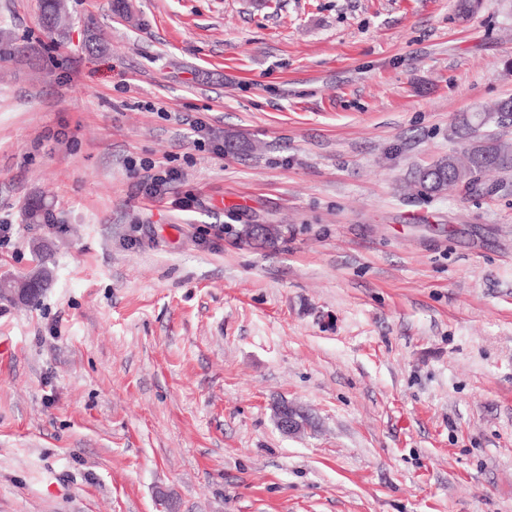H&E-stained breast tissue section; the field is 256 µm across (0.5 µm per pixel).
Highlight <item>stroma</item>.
I'll use <instances>...</instances> for the list:
<instances>
[{
  "label": "stroma",
  "mask_w": 512,
  "mask_h": 512,
  "mask_svg": "<svg viewBox=\"0 0 512 512\" xmlns=\"http://www.w3.org/2000/svg\"><path fill=\"white\" fill-rule=\"evenodd\" d=\"M454 2L0 0V275L54 270L0 301V512H512V172L410 186L512 98V0ZM40 12L44 23L56 30L66 13L65 0H40ZM155 168V164H142L141 169L146 173L140 178L141 190H145V193L151 197L160 195L164 190V187L172 179L171 170L156 171L155 173H149ZM24 218L28 224H55L58 220L44 199L28 203L24 208ZM50 277H51V272L45 266H38L35 270L32 271V273L29 275L28 282L25 284L24 287L28 286V283L31 280H35L37 278L39 280V282L37 283L39 286L38 287L39 290L35 293H31L28 296L26 303H33L37 300L38 296L40 295L41 291L43 290L42 288H44L47 285V283L49 282ZM2 288H16L14 278L11 276H7V275H5L4 277H0V289H1L0 299L4 300V301H8V302H14L15 300L12 297V295H10L8 293H3ZM28 289L29 288H27V287L21 288V289L16 288V290H17L16 297H17L18 301H20V302L24 301V296L28 292ZM288 407V410L287 408ZM275 417V424L277 429L285 436H293L301 433L307 428V425L302 424L298 419V414L302 413L296 406L288 402L284 406L277 409Z\"/></svg>",
  "instance_id": "stroma-1"
}]
</instances>
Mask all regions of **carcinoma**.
Masks as SVG:
<instances>
[{
  "mask_svg": "<svg viewBox=\"0 0 512 512\" xmlns=\"http://www.w3.org/2000/svg\"><path fill=\"white\" fill-rule=\"evenodd\" d=\"M40 12L44 23L55 30L66 13L65 0H40ZM508 114L512 116V98L500 102L494 111L486 115L471 113L459 116L455 128L461 138L471 143L475 141L474 127L484 125L493 118L503 121ZM481 141L483 144L480 147L473 146L463 151L460 158L452 153L443 155L432 164L418 169L414 175L417 188L430 196L448 194L450 185H460L466 194L474 197L496 191L498 186L484 182L481 174L511 171L512 144L490 134L481 137ZM24 218L28 224H54L57 221L51 206L42 199L27 204Z\"/></svg>",
  "mask_w": 512,
  "mask_h": 512,
  "instance_id": "1",
  "label": "carcinoma"
}]
</instances>
